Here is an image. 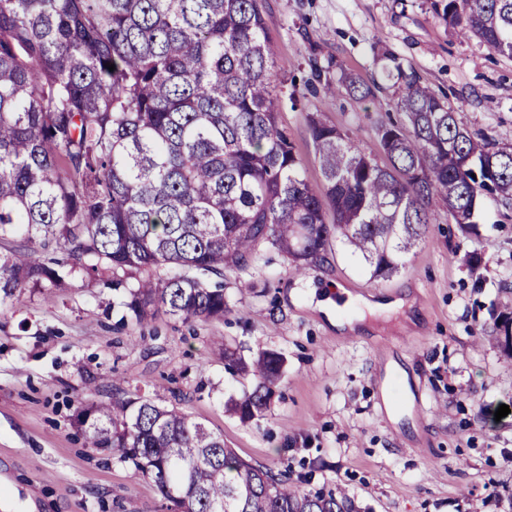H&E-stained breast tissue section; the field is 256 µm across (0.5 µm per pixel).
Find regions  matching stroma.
<instances>
[{
	"label": "stroma",
	"instance_id": "1",
	"mask_svg": "<svg viewBox=\"0 0 512 512\" xmlns=\"http://www.w3.org/2000/svg\"><path fill=\"white\" fill-rule=\"evenodd\" d=\"M430 3L262 0L275 70L299 99L281 120L313 187L314 115L386 163L390 54L446 94L465 127L512 142V57L460 39ZM316 69L376 97L324 100ZM65 282L0 307V512H166L153 481L89 447L76 424L85 399L134 393L180 403L240 457L303 488L344 491L355 512H512V412L494 417L512 408V359L490 341L512 312V204L482 197L470 234L435 211L386 279L339 243L301 276L262 248L244 270L209 277L231 306L221 320L160 311L141 324L125 306L135 277L117 286L78 269ZM228 350L284 357L268 409L248 422L227 409L245 389Z\"/></svg>",
	"mask_w": 512,
	"mask_h": 512
}]
</instances>
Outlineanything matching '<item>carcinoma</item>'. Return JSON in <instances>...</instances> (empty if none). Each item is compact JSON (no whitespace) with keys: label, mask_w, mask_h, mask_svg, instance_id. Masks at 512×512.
<instances>
[{"label":"carcinoma","mask_w":512,"mask_h":512,"mask_svg":"<svg viewBox=\"0 0 512 512\" xmlns=\"http://www.w3.org/2000/svg\"><path fill=\"white\" fill-rule=\"evenodd\" d=\"M431 5L454 32L512 56V0ZM388 61L403 115L379 129L389 164L313 118L317 190L281 126L297 98L278 81L260 0H0V239L23 236L0 251V305L30 285L61 287L68 266L118 284L141 274L126 302L139 323L160 309L222 319L229 302L206 276L246 267L264 245L300 274L340 239L385 279L436 208L476 231L481 197L512 200V143L470 131ZM341 86L374 96L353 77ZM497 329L512 358V313ZM283 364L268 350L231 359L252 390L229 410L262 415ZM77 424L151 479L168 512H353L340 493L241 459L175 405L91 402Z\"/></svg>","instance_id":"cac0c4a2"}]
</instances>
